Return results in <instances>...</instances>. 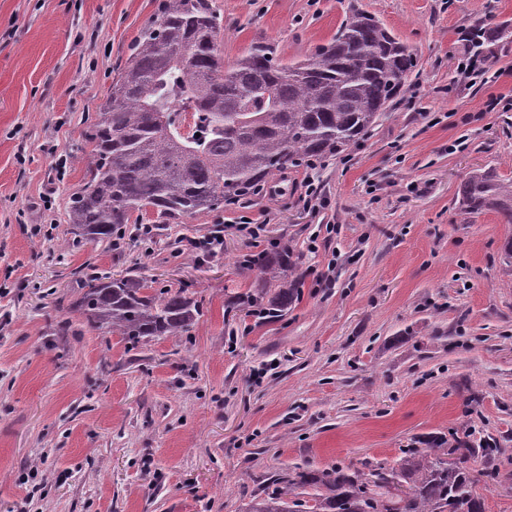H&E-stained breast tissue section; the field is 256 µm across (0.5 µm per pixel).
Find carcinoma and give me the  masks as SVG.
I'll use <instances>...</instances> for the list:
<instances>
[{"mask_svg": "<svg viewBox=\"0 0 512 512\" xmlns=\"http://www.w3.org/2000/svg\"><path fill=\"white\" fill-rule=\"evenodd\" d=\"M222 19L211 0H162L128 49L125 67L85 132V182L68 221L85 242L112 241L144 215L168 224L255 194L305 161L351 150L401 96L416 54L373 16L357 11L336 36L284 63L256 43L230 68L218 50ZM458 208L512 224V178L477 169L460 183ZM255 293L236 304L262 314L297 298L288 247L258 263ZM77 308L95 329L138 344L187 334L200 307L185 289L127 271L88 275ZM476 449L441 437L409 448L390 472L336 466L294 471L252 499L247 512H485L469 460Z\"/></svg>", "mask_w": 512, "mask_h": 512, "instance_id": "carcinoma-1", "label": "carcinoma"}]
</instances>
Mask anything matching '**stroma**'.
I'll list each match as a JSON object with an SVG mask.
<instances>
[{"label": "stroma", "instance_id": "35a3bbf8", "mask_svg": "<svg viewBox=\"0 0 512 512\" xmlns=\"http://www.w3.org/2000/svg\"><path fill=\"white\" fill-rule=\"evenodd\" d=\"M232 65L255 41L289 61L361 9L418 60L409 90L351 151L291 167L234 206L134 248L77 242L75 156L159 0H0V512H246L275 474L397 464L425 436L494 438L471 468L512 512V224L467 215L472 170L512 178V0H212ZM505 27L498 79L462 75L474 24ZM266 216L259 243L228 230ZM339 231L329 238L317 231ZM223 235L221 253L184 242ZM288 243L304 273L278 317L230 307L242 255ZM133 271L200 306L190 335L136 345L73 312L86 275Z\"/></svg>", "mask_w": 512, "mask_h": 512}]
</instances>
